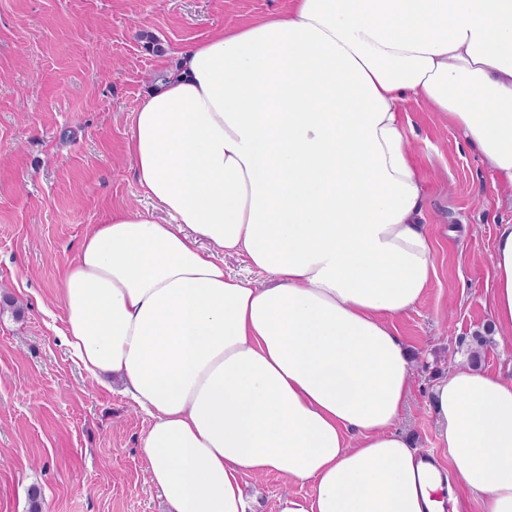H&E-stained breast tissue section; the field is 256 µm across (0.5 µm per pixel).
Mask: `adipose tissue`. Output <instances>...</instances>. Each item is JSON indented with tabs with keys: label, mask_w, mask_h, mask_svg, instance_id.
<instances>
[{
	"label": "adipose tissue",
	"mask_w": 512,
	"mask_h": 512,
	"mask_svg": "<svg viewBox=\"0 0 512 512\" xmlns=\"http://www.w3.org/2000/svg\"><path fill=\"white\" fill-rule=\"evenodd\" d=\"M408 98L512 198V0H290L182 53L135 112L127 151L171 221L90 225L60 307L71 355L150 416L168 512H250L245 472L313 482L278 512H437L445 486L397 429L412 364L392 320L434 274ZM492 266L512 336V224ZM433 395L457 482L478 512H512V378L462 366ZM213 255L216 260L224 261V270L227 273L247 278L260 287L268 285L269 276L253 270L244 256L224 255L217 252Z\"/></svg>",
	"instance_id": "adipose-tissue-1"
}]
</instances>
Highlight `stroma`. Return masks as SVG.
I'll return each mask as SVG.
<instances>
[{
	"label": "stroma",
	"mask_w": 512,
	"mask_h": 512,
	"mask_svg": "<svg viewBox=\"0 0 512 512\" xmlns=\"http://www.w3.org/2000/svg\"><path fill=\"white\" fill-rule=\"evenodd\" d=\"M287 0H0V512H164L141 440L149 425L119 385L103 386L70 356L56 297L89 225L132 207L160 223L126 151L133 114L163 70L223 28L243 27ZM401 110L424 183L419 221L434 274L421 303L394 319L411 358L400 432L439 442L432 388L478 351L481 371L512 376V341L476 337L493 323L498 228L512 224L477 150L428 104ZM258 512L313 493L277 474L241 476Z\"/></svg>",
	"instance_id": "1"
}]
</instances>
